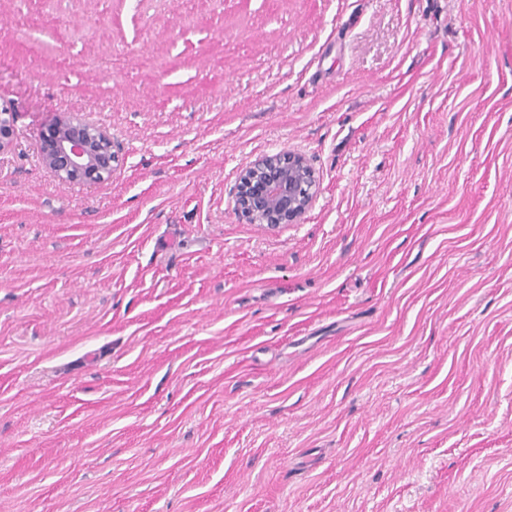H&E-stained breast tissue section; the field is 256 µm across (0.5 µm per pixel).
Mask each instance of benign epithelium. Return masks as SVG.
<instances>
[{"instance_id": "benign-epithelium-1", "label": "benign epithelium", "mask_w": 512, "mask_h": 512, "mask_svg": "<svg viewBox=\"0 0 512 512\" xmlns=\"http://www.w3.org/2000/svg\"><path fill=\"white\" fill-rule=\"evenodd\" d=\"M16 113L0 107V154L13 145ZM41 163L59 183L95 185L112 178L118 153L100 126L69 112H56L40 131ZM317 196L314 171L304 155L263 154L242 168L236 210L249 222L276 228L300 219Z\"/></svg>"}]
</instances>
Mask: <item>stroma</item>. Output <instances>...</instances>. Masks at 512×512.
Segmentation results:
<instances>
[{"mask_svg":"<svg viewBox=\"0 0 512 512\" xmlns=\"http://www.w3.org/2000/svg\"><path fill=\"white\" fill-rule=\"evenodd\" d=\"M1 104L0 512H512V0H0ZM16 112L9 107H0V154L8 151L12 145L15 135ZM40 137L41 163L60 184L95 185L112 178L118 153L102 127L56 112ZM317 196L314 171L304 155L263 154L242 168L236 183V210L249 222L276 228L300 219Z\"/></svg>","mask_w":512,"mask_h":512,"instance_id":"stroma-1","label":"stroma"}]
</instances>
